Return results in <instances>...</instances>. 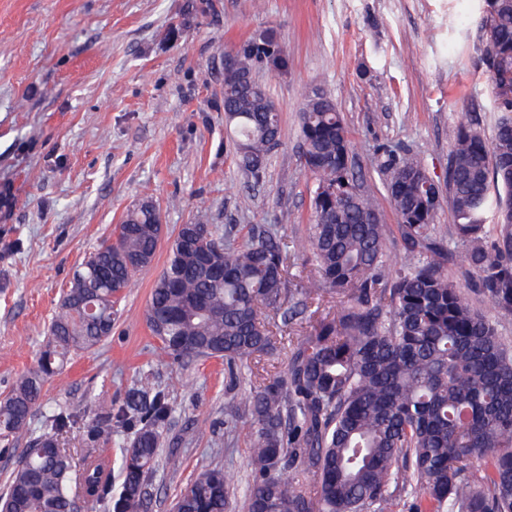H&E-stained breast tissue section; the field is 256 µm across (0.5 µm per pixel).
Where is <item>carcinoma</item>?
<instances>
[{"label": "carcinoma", "mask_w": 512, "mask_h": 512, "mask_svg": "<svg viewBox=\"0 0 512 512\" xmlns=\"http://www.w3.org/2000/svg\"><path fill=\"white\" fill-rule=\"evenodd\" d=\"M482 62L500 115L492 142L462 124L448 165L454 224L434 223L435 182L415 156L399 158L386 199L400 220L403 257L386 275L393 242L377 197L363 193L336 103L322 92L301 110L304 167L314 179L306 246L279 229L252 225L237 241L198 219L179 227L150 293L146 323L163 354L221 357L250 366L287 349L286 369L249 371L237 411L250 417L253 485L247 512H512V350L498 324L512 322V0H484ZM284 66L273 37L260 35L224 68V118L238 135L239 162L259 175L280 141L279 114L265 88L242 81L264 64ZM163 233L154 206L128 211L115 243L81 263L48 328L37 368L0 398V440L29 424L45 383L67 357L112 334L114 303L150 264ZM310 275L289 272L291 253ZM462 257L497 313L475 310L448 275ZM327 298L336 312L283 343L263 312H302ZM169 407L148 387L134 390L122 421L143 426L124 448L123 482L112 496V412L92 426L75 462L58 436L71 420L47 417L0 496V512H74L75 494L108 501L109 512H140ZM318 481L293 484L290 472ZM234 473L210 469L178 496L176 512H229Z\"/></svg>", "instance_id": "obj_1"}]
</instances>
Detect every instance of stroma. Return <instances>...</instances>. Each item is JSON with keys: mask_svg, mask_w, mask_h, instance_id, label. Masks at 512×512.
Wrapping results in <instances>:
<instances>
[{"mask_svg": "<svg viewBox=\"0 0 512 512\" xmlns=\"http://www.w3.org/2000/svg\"><path fill=\"white\" fill-rule=\"evenodd\" d=\"M483 15V0H0V396L36 366L74 271L138 202L154 203L169 236L202 217L237 239L284 220L303 239L314 182L300 109L314 89L344 119L363 190L383 195L386 164L411 152L438 187L436 223L453 224L457 128L490 139L499 115ZM262 33L287 65L255 72L281 125L255 177L224 120V56ZM167 256L160 246L135 274L111 336L74 354L28 428L0 447V491L48 415H73L61 439L77 457L100 414L147 385L171 412L145 512H171L216 466L238 474L232 510L245 512L250 421L234 413L244 385H231L223 359L172 361L145 321Z\"/></svg>", "mask_w": 512, "mask_h": 512, "instance_id": "stroma-1", "label": "stroma"}]
</instances>
